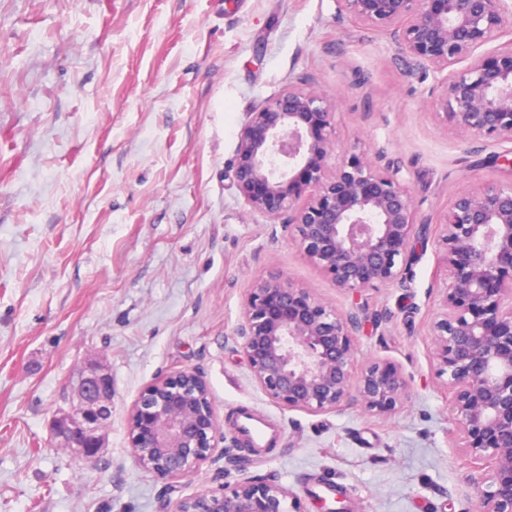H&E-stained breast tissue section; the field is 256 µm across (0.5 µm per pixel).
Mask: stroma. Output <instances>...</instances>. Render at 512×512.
I'll return each instance as SVG.
<instances>
[{
  "mask_svg": "<svg viewBox=\"0 0 512 512\" xmlns=\"http://www.w3.org/2000/svg\"><path fill=\"white\" fill-rule=\"evenodd\" d=\"M305 74L341 102L338 150L410 182L426 240L405 286L339 292L235 186L248 112ZM439 79L336 0H0V512H173L247 478L276 480L306 512H323L328 483L356 512H477L435 374L440 218L458 192L512 180V142L449 138ZM273 270L358 313L355 369L386 359L411 378L395 414L288 410L258 387L234 333L247 288ZM91 358L114 395L86 460L51 426ZM181 369L207 381L226 437L248 413L273 446L238 440L166 482L140 466L129 410Z\"/></svg>",
  "mask_w": 512,
  "mask_h": 512,
  "instance_id": "35a3bbf8",
  "label": "stroma"
}]
</instances>
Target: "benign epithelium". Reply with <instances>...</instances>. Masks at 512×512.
<instances>
[{"label": "benign epithelium", "instance_id": "1", "mask_svg": "<svg viewBox=\"0 0 512 512\" xmlns=\"http://www.w3.org/2000/svg\"><path fill=\"white\" fill-rule=\"evenodd\" d=\"M350 20L387 32L416 65L447 72L434 101L449 137L512 141V39L502 37L512 0H337ZM467 62L460 68L458 64ZM337 100L309 78L288 84L238 133L234 178L252 212L297 231L307 260L337 289L402 286L423 233L408 181L377 168L364 151H335ZM448 271L433 322L437 376L474 464L467 481L480 512H512V181L458 193L443 216ZM360 318L272 271L248 289L238 346L253 379L288 410L362 407L390 416L410 377L391 361L352 371ZM76 403L57 418V445L92 459L111 413L112 376L89 361L73 384ZM139 464L160 480L195 472L225 441L206 380L193 370L148 384L128 419ZM173 512H305L273 480H244L181 500Z\"/></svg>", "mask_w": 512, "mask_h": 512}]
</instances>
